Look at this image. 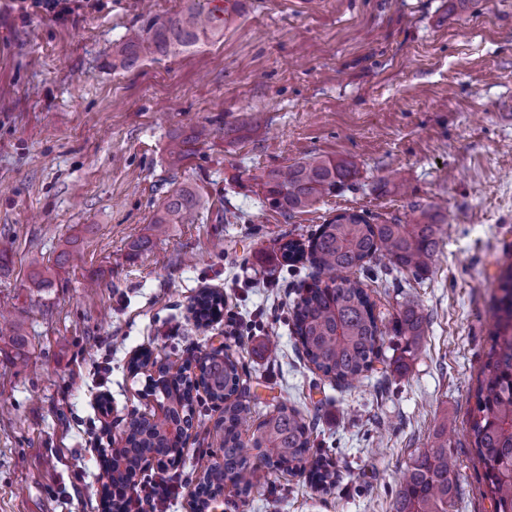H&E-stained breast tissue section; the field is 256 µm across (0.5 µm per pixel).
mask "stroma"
Masks as SVG:
<instances>
[{
	"label": "stroma",
	"instance_id": "1",
	"mask_svg": "<svg viewBox=\"0 0 512 512\" xmlns=\"http://www.w3.org/2000/svg\"><path fill=\"white\" fill-rule=\"evenodd\" d=\"M0 0V309L23 323L26 364L0 353V512H103L102 449L130 413L153 414L157 361L225 345L255 420L286 403L315 416L313 453L335 488L279 471L211 512H392L402 470L453 428L449 512H493L471 446L492 298L512 262V0H242L221 36L189 52L112 70V48L147 14L185 0H73L66 19ZM195 152L171 164L173 137ZM307 155L347 160L351 187L284 217L263 171ZM189 184L194 223L153 231L168 190ZM443 226L440 253L413 275L374 261L361 279L386 315L425 318L416 356L339 387L312 370L289 309L315 271H289L279 246L345 212ZM76 261L52 287L34 265ZM224 297L197 326L195 296ZM275 338V353L264 343ZM167 470L196 480L218 457L223 408L198 394Z\"/></svg>",
	"mask_w": 512,
	"mask_h": 512
}]
</instances>
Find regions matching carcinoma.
I'll use <instances>...</instances> for the list:
<instances>
[{
	"mask_svg": "<svg viewBox=\"0 0 512 512\" xmlns=\"http://www.w3.org/2000/svg\"><path fill=\"white\" fill-rule=\"evenodd\" d=\"M187 0L185 7L169 17L151 16L144 26L131 31L112 50V68L131 69L146 58L176 55L203 44L224 29V16L238 12L240 0ZM192 140L173 138L168 154L173 162L191 152ZM356 175L355 165L322 156L270 168L260 177L264 202L283 215L302 212L323 196L341 189ZM202 197L190 185H180L163 199L153 219L160 231L167 224H189L201 206ZM440 225L423 211L412 224H373L357 212H343L304 244L289 240L280 245L289 267L307 261L319 278L304 289L293 304L290 321L308 364L338 385H350L367 377L383 355L384 337L396 338L399 360L412 359L424 333V318L412 305H405L386 323L376 313V304L364 283L352 277L385 258L395 269L422 273L439 253ZM36 288L53 285L52 268H35L30 274ZM224 299L211 291L201 292L192 309L199 321L221 313ZM491 345L485 355L476 387V414L471 422L472 448L484 469L493 512H512V264L496 278L492 305ZM239 362L226 351L215 350L191 356L182 364H167L160 377L150 379L149 392L165 395L170 404L168 422L153 424L131 414L124 423L125 446L120 460L110 467V483L103 494L107 512H126L123 490L134 484L148 458L158 463L174 454L178 434L194 416L193 392L202 390L209 399L224 405L217 423L222 435L219 461L196 479L190 497L197 504L215 499L228 480L244 493L269 483V471H304L312 449L311 422L298 410L282 403L265 417L248 439L242 431L252 419L250 405L238 396ZM258 451L264 465H252L247 449ZM448 418H443L429 448L418 453L403 470L393 512H448L455 488L456 471L448 453ZM319 490L336 484V471L328 462H317L308 472Z\"/></svg>",
	"mask_w": 512,
	"mask_h": 512,
	"instance_id": "1",
	"label": "carcinoma"
}]
</instances>
